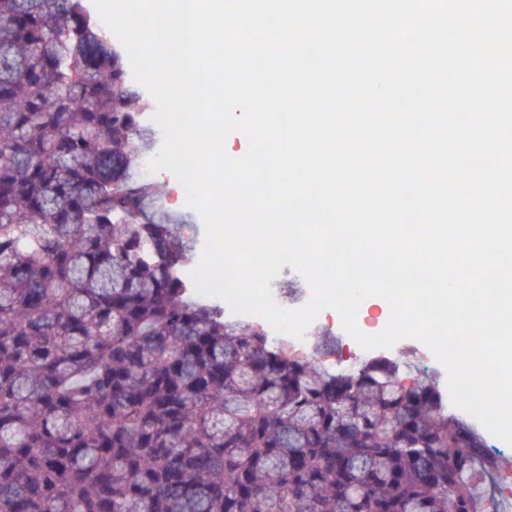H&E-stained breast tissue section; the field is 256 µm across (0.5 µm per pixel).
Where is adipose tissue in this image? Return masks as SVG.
I'll list each match as a JSON object with an SVG mask.
<instances>
[{"label":"adipose tissue","instance_id":"obj_1","mask_svg":"<svg viewBox=\"0 0 512 512\" xmlns=\"http://www.w3.org/2000/svg\"><path fill=\"white\" fill-rule=\"evenodd\" d=\"M228 110L224 115L223 124H216L207 128H199L188 125L182 128L180 140H189L196 145L207 146L208 150L222 155L225 162L230 164L240 163L252 144L249 131L253 125L254 103L253 101L231 97L227 100ZM232 127L239 131V141L225 139L224 127Z\"/></svg>","mask_w":512,"mask_h":512}]
</instances>
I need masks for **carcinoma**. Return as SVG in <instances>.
<instances>
[{"label": "carcinoma", "instance_id": "1", "mask_svg": "<svg viewBox=\"0 0 512 512\" xmlns=\"http://www.w3.org/2000/svg\"><path fill=\"white\" fill-rule=\"evenodd\" d=\"M126 60L85 0H0V512H476L434 377L194 292Z\"/></svg>", "mask_w": 512, "mask_h": 512}]
</instances>
